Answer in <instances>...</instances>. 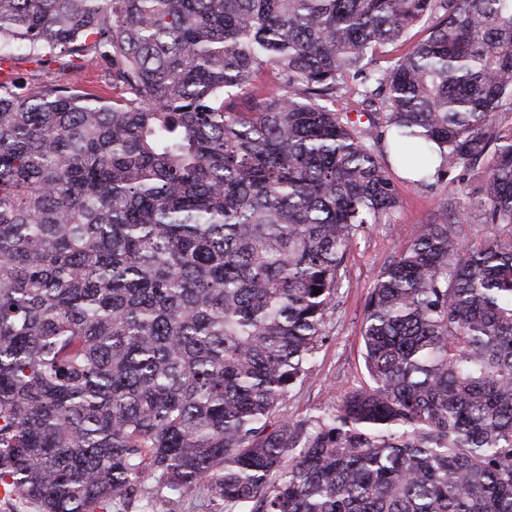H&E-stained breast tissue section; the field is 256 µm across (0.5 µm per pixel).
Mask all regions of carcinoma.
Here are the masks:
<instances>
[{"mask_svg":"<svg viewBox=\"0 0 512 512\" xmlns=\"http://www.w3.org/2000/svg\"><path fill=\"white\" fill-rule=\"evenodd\" d=\"M57 51L113 96L0 82V484L39 512L146 477L208 512H512V0H0V60ZM394 162L482 170L508 235L465 242L461 202L421 225L367 301L370 383L275 424ZM79 86L94 95L112 98V77L107 64L99 60L97 65L81 75Z\"/></svg>","mask_w":512,"mask_h":512,"instance_id":"carcinoma-1","label":"carcinoma"}]
</instances>
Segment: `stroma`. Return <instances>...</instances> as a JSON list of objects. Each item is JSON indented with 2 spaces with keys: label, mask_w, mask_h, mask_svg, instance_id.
Instances as JSON below:
<instances>
[{
  "label": "stroma",
  "mask_w": 512,
  "mask_h": 512,
  "mask_svg": "<svg viewBox=\"0 0 512 512\" xmlns=\"http://www.w3.org/2000/svg\"><path fill=\"white\" fill-rule=\"evenodd\" d=\"M61 61L45 57L44 61H18L12 68L14 93L27 95L40 85L69 81ZM399 204L389 223L369 224L360 229L346 254L340 286L323 326L324 340L308 365L301 385L292 388L284 401L279 418L298 422L318 415L334 405L346 392L368 383L361 338L366 300L378 274L397 255L401 245L410 242L421 224L438 218L442 203L464 199L472 203L471 218L462 227V237L481 243L491 235V225L482 221L476 191L477 182L465 169H457L432 187L420 188L410 183L400 169H392Z\"/></svg>",
  "instance_id": "obj_1"
}]
</instances>
